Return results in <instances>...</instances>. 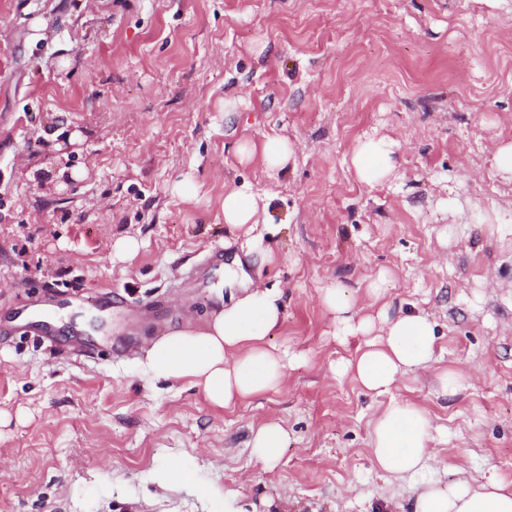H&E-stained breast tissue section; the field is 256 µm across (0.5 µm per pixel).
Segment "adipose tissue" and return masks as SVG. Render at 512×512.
Segmentation results:
<instances>
[{
  "instance_id": "1",
  "label": "adipose tissue",
  "mask_w": 512,
  "mask_h": 512,
  "mask_svg": "<svg viewBox=\"0 0 512 512\" xmlns=\"http://www.w3.org/2000/svg\"><path fill=\"white\" fill-rule=\"evenodd\" d=\"M395 165L391 144L381 139L359 143L352 157L355 174L365 183L385 179ZM224 222L252 233L260 222L258 201L242 191H228ZM225 285L230 290L227 304L214 310L204 324L173 327L151 341L143 362L152 377L190 382L220 408L280 387L289 366L287 355L266 345L283 320L279 293L255 285L240 265L229 268ZM323 302L345 333L367 337L364 348L343 365L365 391L389 392L404 375L432 361L436 323L429 314L392 316L383 311L375 319L360 318L350 295L339 287L326 289ZM433 431L424 409L391 401L371 422L369 451L375 467L387 479L420 475L432 457ZM288 442L286 429L270 421L253 430L249 446L258 461L272 467ZM414 512H512V485L495 474L476 485L464 479L433 482L417 494Z\"/></svg>"
}]
</instances>
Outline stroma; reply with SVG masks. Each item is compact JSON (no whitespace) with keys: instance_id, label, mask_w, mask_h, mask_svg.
Wrapping results in <instances>:
<instances>
[{"instance_id":"35a3bbf8","label":"stroma","mask_w":512,"mask_h":512,"mask_svg":"<svg viewBox=\"0 0 512 512\" xmlns=\"http://www.w3.org/2000/svg\"><path fill=\"white\" fill-rule=\"evenodd\" d=\"M271 137L294 149L277 170ZM369 138L397 160L372 184L351 165ZM509 143L512 0H0V512H409L410 481L385 482L368 449L394 399L439 430L428 477L512 482V244L487 225L512 229L492 164ZM234 189L270 202L254 236L224 222ZM218 246L278 254L249 273L282 295L266 344L292 360L230 408L138 364L209 317ZM383 270L391 312L430 314L437 340L372 396L336 374L365 339L320 293L376 314ZM30 309L58 331L19 322ZM271 420L289 434L273 468L249 448ZM168 468L189 483L159 489ZM262 154L267 166L271 168H282L289 162L293 150L287 140L273 137L263 143Z\"/></svg>"}]
</instances>
